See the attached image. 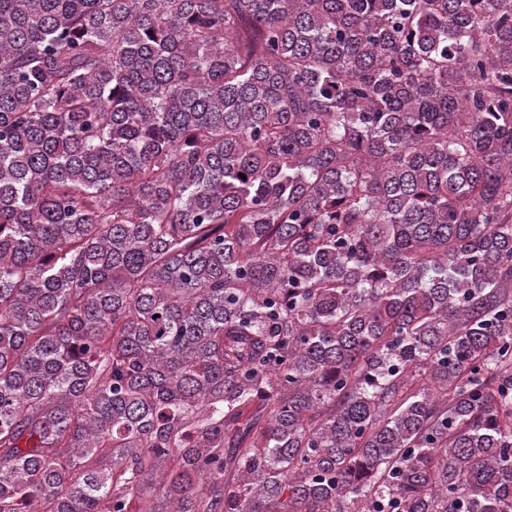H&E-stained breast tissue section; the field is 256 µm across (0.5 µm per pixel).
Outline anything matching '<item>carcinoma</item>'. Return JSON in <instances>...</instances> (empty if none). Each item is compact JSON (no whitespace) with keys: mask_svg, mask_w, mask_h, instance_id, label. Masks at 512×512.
Here are the masks:
<instances>
[{"mask_svg":"<svg viewBox=\"0 0 512 512\" xmlns=\"http://www.w3.org/2000/svg\"><path fill=\"white\" fill-rule=\"evenodd\" d=\"M33 504L512 512V0H0Z\"/></svg>","mask_w":512,"mask_h":512,"instance_id":"cac0c4a2","label":"carcinoma"}]
</instances>
